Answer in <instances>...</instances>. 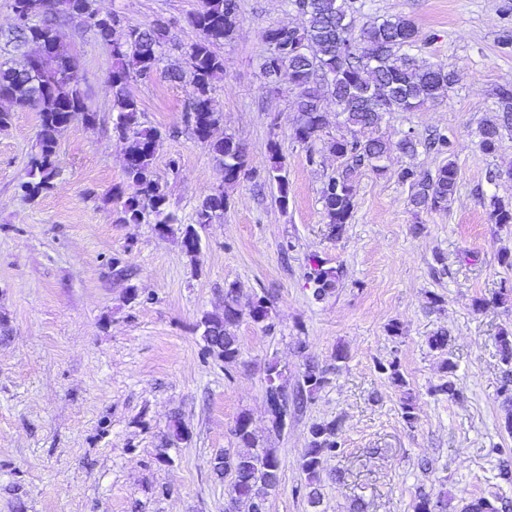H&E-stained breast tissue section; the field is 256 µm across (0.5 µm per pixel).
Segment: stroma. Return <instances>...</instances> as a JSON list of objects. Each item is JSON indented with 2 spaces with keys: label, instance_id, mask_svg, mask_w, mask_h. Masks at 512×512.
<instances>
[{
  "label": "stroma",
  "instance_id": "35a3bbf8",
  "mask_svg": "<svg viewBox=\"0 0 512 512\" xmlns=\"http://www.w3.org/2000/svg\"><path fill=\"white\" fill-rule=\"evenodd\" d=\"M205 0H94L123 25H168L162 67L187 70L199 33L191 17ZM357 24L400 15L414 23L420 60L455 73L447 95L413 112L386 114L379 132L447 135L450 155L393 151L387 172L366 168L354 178V210L341 236L329 233L320 190L341 162L329 142L345 135L336 103L313 148L295 142L294 91L270 86L260 63L267 29L301 15L287 0H239L231 39L215 46L224 73L213 82L220 132L235 135L248 154L250 178L226 194L221 220L200 232L196 256L181 247L180 228L196 221L203 197L221 186L219 165L185 129V84L157 76L129 90L140 121L165 137L155 161L179 227L118 224L106 193L126 182L125 145L112 133V93L105 80L110 53L92 30L62 26L63 43L79 60L75 80L96 121L75 122L59 137L51 189L25 197L39 115L14 113L0 130V512H224L228 480L210 461L234 447L237 418L249 416L262 446L282 461L269 512H414L419 495L462 512L476 497L512 500L499 476L512 460L503 423L504 366L498 338L512 333V299L498 301L512 281L501 265L512 253V224L491 223L492 198L512 199L511 181L488 173L512 165V130L501 149L484 153L479 129L498 114L494 90L512 80V0H349ZM278 141L290 185L287 209L274 202L267 170L269 141ZM458 168L448 209L416 212L397 174L411 167ZM337 271V288L316 299L306 281L311 257ZM120 259L128 277L111 272ZM138 300L125 299L127 286ZM240 303L266 296L263 323L242 318L241 355L227 364L202 355L198 324L224 308V290ZM486 299L475 308L476 299ZM398 333H390L391 325ZM447 330L448 345L429 339ZM345 359H337V351ZM398 359L406 385L378 370ZM456 365L447 374L445 360ZM276 362L285 391L306 364L326 383L282 430L270 421L265 370ZM455 398L438 393L447 379ZM413 420L402 416L404 398ZM337 420L341 446L320 476L321 499L310 506L302 454L313 424ZM188 437L163 442L173 422ZM168 461H161L159 451Z\"/></svg>",
  "mask_w": 512,
  "mask_h": 512
}]
</instances>
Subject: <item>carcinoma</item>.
<instances>
[{
    "label": "carcinoma",
    "instance_id": "carcinoma-1",
    "mask_svg": "<svg viewBox=\"0 0 512 512\" xmlns=\"http://www.w3.org/2000/svg\"><path fill=\"white\" fill-rule=\"evenodd\" d=\"M70 10L63 16L55 13L49 0H10L16 23L7 42L16 50H24V63L18 67L0 62V99L10 108L0 109V129L11 124L13 111L34 110L39 114L36 151L29 165L32 180L20 185L24 196L34 199L49 190L55 174L60 134L77 120L91 124L96 113L90 111L85 94L74 83L77 59L60 41L61 23L72 18L84 20L97 40L110 48L112 69L106 78L112 90V130L118 139L128 143L125 151V175L128 187H112L110 197L119 203L115 222L139 224L153 219L160 233L170 230L175 216L167 210V194L155 175L154 161L162 143V133L155 127H143L138 121V100L128 91L130 79L144 82L154 79L160 69L168 28L157 20L149 26H129L122 33L120 18L90 8L92 0H69ZM293 9L304 17L302 27L284 22L265 31V39L277 41L282 51L265 56L261 70L274 83L293 80L312 89L297 95L299 119L292 139L311 148L326 126L322 102L330 96L336 102V116L349 128L348 138L331 142L330 150L343 159L344 167L324 182L320 200L330 233L340 237L354 208L353 178L362 167L377 175L386 173L385 159L393 150L413 154L418 146L439 153L450 151L448 137L435 134L420 141L401 138L393 143L373 134L390 112H412L428 101L448 92L454 74L442 64H418L406 50L416 44L417 30L403 16L376 18L355 32V19L347 0H289ZM239 15L238 0H206L202 10L191 17L200 38L191 47L188 73L172 71L173 82H186L192 98L186 123L193 139L205 145L224 170V185L234 186L251 174L248 155L241 142L231 134L215 136L221 117L211 107V90L215 79L224 74V57L214 51L215 44L232 37ZM501 115L499 121L483 125L479 131L480 148L493 154L502 147V130L512 128V81L496 89ZM271 166L270 181L276 187V202L288 207L289 182L280 144H268ZM398 179L409 184L408 205L415 211L446 210L453 200L458 170L453 160L434 172L403 168ZM229 204L221 188L206 195L197 210L196 224L181 231V245L186 254L198 252L200 236L197 227L213 223L224 216ZM490 220L494 224H512V201L491 200ZM313 296L321 299L336 288L339 276L321 263L314 264L308 275ZM234 287L224 289L222 314H206L203 327L202 355L226 363L237 361L241 354L235 333L243 315L255 323L269 319L270 301L259 296L243 311ZM283 373L278 364L266 369V399L272 427L281 430L289 407L301 408L326 378L313 364L305 365L302 383L292 397L284 392ZM338 423L334 420L310 427V440L302 455L301 469L306 474L308 501L320 503L317 482L327 458L336 455ZM238 449H225L215 456L212 468L220 479L231 477L228 489V512H238L244 504L248 512H268V497L280 483L281 462L272 448H265L245 416L237 419L233 429Z\"/></svg>",
    "mask_w": 512,
    "mask_h": 512
}]
</instances>
